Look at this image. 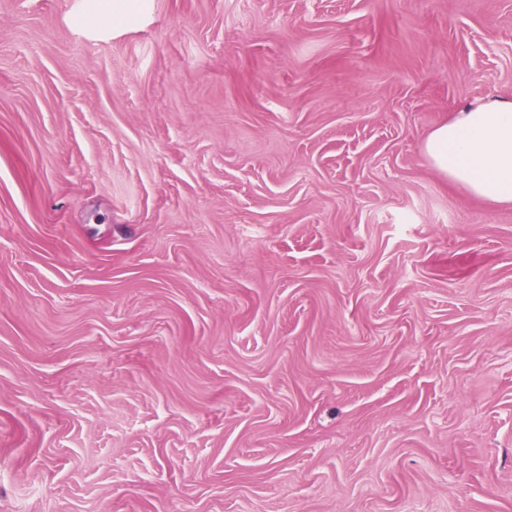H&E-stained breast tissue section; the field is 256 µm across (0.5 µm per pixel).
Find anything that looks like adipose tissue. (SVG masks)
<instances>
[{
    "mask_svg": "<svg viewBox=\"0 0 512 512\" xmlns=\"http://www.w3.org/2000/svg\"><path fill=\"white\" fill-rule=\"evenodd\" d=\"M423 152L449 183L489 205H512V99L453 112L426 137Z\"/></svg>",
    "mask_w": 512,
    "mask_h": 512,
    "instance_id": "ef3b65f1",
    "label": "adipose tissue"
}]
</instances>
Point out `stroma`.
Returning a JSON list of instances; mask_svg holds the SVG:
<instances>
[{
  "instance_id": "35a3bbf8",
  "label": "stroma",
  "mask_w": 512,
  "mask_h": 512,
  "mask_svg": "<svg viewBox=\"0 0 512 512\" xmlns=\"http://www.w3.org/2000/svg\"><path fill=\"white\" fill-rule=\"evenodd\" d=\"M145 2L0 0V512H512V0ZM94 15L78 16L77 20L87 26H119L133 12L136 0H103ZM423 152L448 182L489 205H512V99L466 105L436 126Z\"/></svg>"
}]
</instances>
